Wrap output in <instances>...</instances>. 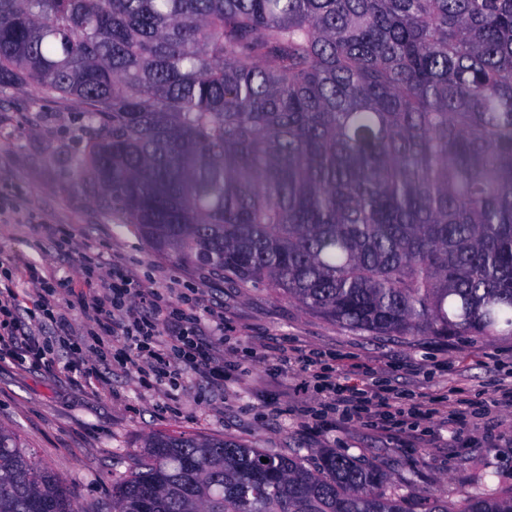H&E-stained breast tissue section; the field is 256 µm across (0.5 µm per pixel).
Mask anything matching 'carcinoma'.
I'll use <instances>...</instances> for the list:
<instances>
[{"label": "carcinoma", "instance_id": "cac0c4a2", "mask_svg": "<svg viewBox=\"0 0 512 512\" xmlns=\"http://www.w3.org/2000/svg\"><path fill=\"white\" fill-rule=\"evenodd\" d=\"M22 84L84 105L77 186L157 252L370 336H512V0H0ZM131 457L104 512H512L335 449ZM0 512H74L1 427Z\"/></svg>", "mask_w": 512, "mask_h": 512}]
</instances>
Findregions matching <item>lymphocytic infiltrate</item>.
Wrapping results in <instances>:
<instances>
[{
  "label": "lymphocytic infiltrate",
  "mask_w": 512,
  "mask_h": 512,
  "mask_svg": "<svg viewBox=\"0 0 512 512\" xmlns=\"http://www.w3.org/2000/svg\"><path fill=\"white\" fill-rule=\"evenodd\" d=\"M97 259L86 257L83 281L88 289L79 296V305L91 323V345L72 342L68 320L59 304L58 290L65 280L28 267V279L36 290L35 305L43 319L54 324V339L23 332L18 316V293L12 277L0 279V361L20 366H47L54 360V344L67 347L71 355V372L92 375L94 357L109 354L122 368H134L148 386L177 392L185 375L201 373L212 383L223 384L225 378L244 372L243 361H226L218 357L215 345L224 341L225 326L215 323L204 327L200 297L181 294L174 297L161 288L149 286L131 274L119 261L113 262L105 289H95ZM121 338L122 346L107 348L104 339ZM284 364L296 367L313 383L322 397L319 420L330 426L338 419L350 420L369 416L375 423L402 429L412 417L433 418L438 410L431 403L410 398L379 387L372 382L347 386L333 376H322L318 368L322 355L304 351L285 356Z\"/></svg>",
  "instance_id": "f902f5d3"
}]
</instances>
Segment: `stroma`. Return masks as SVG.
<instances>
[{"label":"stroma","mask_w":512,"mask_h":512,"mask_svg":"<svg viewBox=\"0 0 512 512\" xmlns=\"http://www.w3.org/2000/svg\"><path fill=\"white\" fill-rule=\"evenodd\" d=\"M93 130L74 99L37 100L19 86L0 94V262L14 258L43 272L70 277L60 296L74 337L88 320L76 302L84 285L79 268L86 252L104 263L121 260L137 277L173 294L195 289L206 308L247 339L254 360L240 378L223 386L191 373L169 410L163 391L146 389L135 370L101 360L92 377L64 369L65 348L54 368L0 362V427L16 432L41 465L66 477L76 512H93L108 501L112 482L132 466L129 449L158 431L235 440L253 448L314 464L334 448L383 464L405 496L446 485L449 502L462 494L512 483V406L471 418L466 429L447 420L419 421L413 435L371 428L366 419L340 420L310 432L306 411L316 403L302 376L277 371L281 357L318 349L338 373H371L383 387L412 397L443 401L449 391L489 401L512 376V336L492 341L427 337L407 343L371 336L326 321L297 303L257 288L211 277L207 269L156 252L129 225L117 223L98 191L76 186L73 161Z\"/></svg>","instance_id":"35a3bbf8"}]
</instances>
